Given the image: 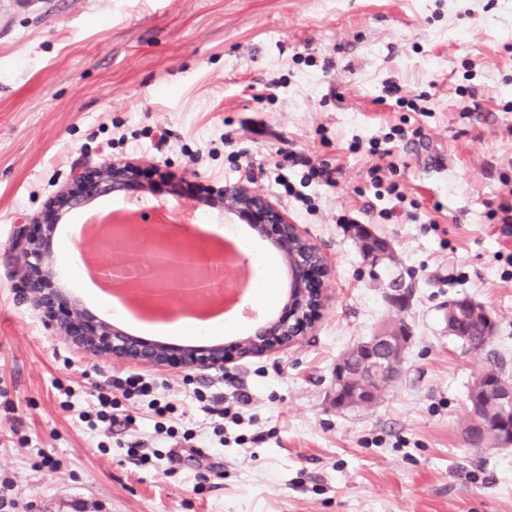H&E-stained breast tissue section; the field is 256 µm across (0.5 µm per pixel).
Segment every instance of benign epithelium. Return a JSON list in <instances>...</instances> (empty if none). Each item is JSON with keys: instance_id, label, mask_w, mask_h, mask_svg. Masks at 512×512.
<instances>
[{"instance_id": "7a95c632", "label": "benign epithelium", "mask_w": 512, "mask_h": 512, "mask_svg": "<svg viewBox=\"0 0 512 512\" xmlns=\"http://www.w3.org/2000/svg\"><path fill=\"white\" fill-rule=\"evenodd\" d=\"M132 190L152 192L151 183L144 180L141 164L114 160L77 174L72 184L50 201L49 210L59 218L98 197ZM208 198L224 216L252 224L279 253L288 270V294L282 315L229 346L151 342L89 316L77 298L56 285L57 260L52 242L57 224L52 221L38 225L33 231L25 224L16 230V244L24 258L19 269L21 287L56 335L84 353L133 365L161 368L175 361L188 369L222 370L233 360L264 357L301 343L328 300L327 292L321 288L329 275L326 257L300 225L252 182L242 179L210 188ZM107 236L111 241V257L99 264L100 273L110 277L127 269L134 270L129 287L145 293L150 304L169 306L178 300L205 301L225 288L221 270L193 262L184 252L183 241L172 233H155L153 258L147 264L139 257L137 225L123 224L107 232ZM384 370L379 350L364 347L358 375L375 380ZM477 382L484 385L487 396L496 402L501 413V439L487 447L511 446L512 384L490 371L482 372Z\"/></svg>"}]
</instances>
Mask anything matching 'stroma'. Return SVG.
I'll return each mask as SVG.
<instances>
[{
    "instance_id": "35a3bbf8",
    "label": "stroma",
    "mask_w": 512,
    "mask_h": 512,
    "mask_svg": "<svg viewBox=\"0 0 512 512\" xmlns=\"http://www.w3.org/2000/svg\"><path fill=\"white\" fill-rule=\"evenodd\" d=\"M509 102L512 0H0V512H512V448L463 435L476 376L512 380V230L495 215L512 188ZM384 140L390 155L373 153ZM299 154L337 169L335 184L308 179ZM112 159L167 173L142 198L98 199L148 234L163 204L194 214L190 240L249 234L202 192L240 179L285 210L330 267L302 343L199 371L55 336L19 287L14 231L45 223L81 167ZM391 182L411 204L397 219ZM359 225L391 261L370 262ZM82 226L77 209L58 223V283L98 319L176 345L246 333L235 320L169 336L101 304L80 274ZM396 278L410 296L393 295ZM461 298L495 320L485 349L448 333ZM386 324L409 334L400 378L369 405L337 406L338 360ZM132 373L169 411L112 389ZM100 387L117 420L91 425ZM188 441L203 460L127 454Z\"/></svg>"
}]
</instances>
